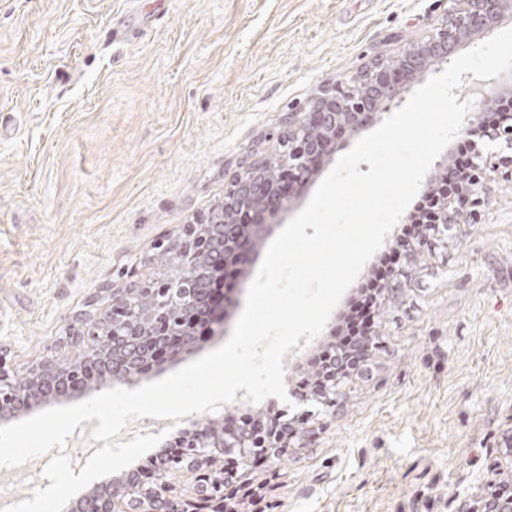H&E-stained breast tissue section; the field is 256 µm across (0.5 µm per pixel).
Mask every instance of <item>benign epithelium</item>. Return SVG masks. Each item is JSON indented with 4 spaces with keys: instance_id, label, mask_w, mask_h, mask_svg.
Returning a JSON list of instances; mask_svg holds the SVG:
<instances>
[{
    "instance_id": "benign-epithelium-1",
    "label": "benign epithelium",
    "mask_w": 512,
    "mask_h": 512,
    "mask_svg": "<svg viewBox=\"0 0 512 512\" xmlns=\"http://www.w3.org/2000/svg\"><path fill=\"white\" fill-rule=\"evenodd\" d=\"M445 23L428 39L398 56L368 66L359 80L363 89L339 94L332 89L321 93L306 112H287L281 118V129L292 133L284 140L276 137L283 156L281 173L272 182L245 180L240 182L238 209L256 210L269 215L285 210L288 190L296 183L309 181L313 163L334 151V132L339 127L360 130L367 118L388 106L398 97V81L421 72L429 61H449L464 41L492 31L502 17L512 11V0H448ZM497 92H480L475 111L469 113L460 133L483 123L486 104ZM475 155H488L492 168H512V124L484 126V139L475 148ZM486 168L476 163L463 177L462 187L448 194L441 209V222L455 220L456 215L478 217L483 203L482 193ZM268 232L266 224H235L225 226L224 245L233 246L242 264H247L255 250L256 241ZM208 315L211 324L224 320V310L212 306L210 277L204 275L199 288L189 290L180 300H164L157 304L153 344L145 346L137 324L129 322L122 330L102 333L91 328L84 319H75L68 327V338L85 346L84 353L97 357L101 381L106 384L130 386L133 374L141 361L155 348L165 345L169 360L175 361L196 343L193 326L200 314ZM373 348L369 339L360 341L353 350L359 367L342 372L335 383L343 385L358 375ZM84 361H69L52 356L29 369L26 380L15 377L13 364L6 351L0 352V425H7L25 409L32 390H37L44 403L75 394L85 387ZM346 395V389L336 390V398L324 400L317 395L301 400L317 402L325 415L333 418L335 406ZM288 433L278 441L262 440L259 428H238L212 431L197 427L192 420L179 429L182 455L160 461L150 480L142 479L137 471H129L113 482L101 485L90 495L80 496L73 504L74 512H224L228 498L238 497L236 489L243 487L240 476L224 472V458L232 457L245 468L259 456L258 448L269 449L267 457L286 455L295 428L287 424ZM183 477L193 480L192 494L183 496L176 482ZM461 512H512V495L490 492L481 497L474 509Z\"/></svg>"
}]
</instances>
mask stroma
I'll list each match as a JSON object with an SVG mask.
<instances>
[{
  "mask_svg": "<svg viewBox=\"0 0 512 512\" xmlns=\"http://www.w3.org/2000/svg\"><path fill=\"white\" fill-rule=\"evenodd\" d=\"M448 0H0V348L19 376L84 356L77 315L111 289L166 272L155 248L224 201L240 160L283 112L445 21ZM132 27L110 34L113 21ZM338 138L286 211L309 201ZM476 223L407 262L387 294L365 375L334 420L315 403L237 401L203 426L267 408L314 441L249 466L238 512H460L486 483L512 484V171L491 170ZM269 245L260 240L224 305L225 333L139 375L162 379L226 341Z\"/></svg>",
  "mask_w": 512,
  "mask_h": 512,
  "instance_id": "35a3bbf8",
  "label": "stroma"
}]
</instances>
